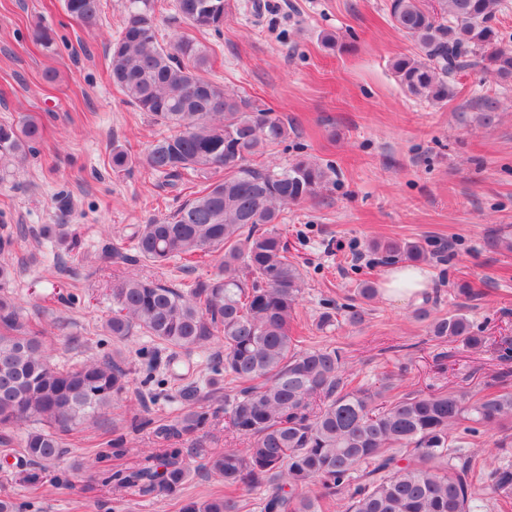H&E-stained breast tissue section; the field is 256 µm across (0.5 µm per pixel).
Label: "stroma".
<instances>
[{"label": "stroma", "mask_w": 512, "mask_h": 512, "mask_svg": "<svg viewBox=\"0 0 512 512\" xmlns=\"http://www.w3.org/2000/svg\"><path fill=\"white\" fill-rule=\"evenodd\" d=\"M125 2L103 0L100 25L87 29L69 22L61 0H0V122L31 118L42 128L37 154L0 183V225L25 236L0 253V264L14 270L5 292L23 315L42 317L53 361L119 354L131 379L120 408L78 434L56 466L19 465V446H0V498L22 503L23 512H180L224 492L223 480L204 467L207 456L244 445L224 422L231 386L211 370L224 351L220 339L171 366L148 337L118 340L104 329L113 279L156 276L186 286L217 268L97 259L105 241L124 243L133 225L173 212L201 182L190 175L170 185L141 167L112 171L113 143L140 157L157 132L109 76L107 48ZM232 2L218 35L196 31L168 5L156 11L155 25L161 43L179 33L206 45V79L256 96L287 121L292 133L267 164L283 166L302 153L335 168L317 197L285 208L279 226L304 276L298 314L308 345L342 347L364 385L389 381L401 393L478 390L512 372L501 349L502 339H512V84L470 72L447 103L407 96L391 62L416 48L391 22L387 0H261L258 16L251 0ZM39 25L55 32L53 48L36 41ZM326 32L336 47L323 44ZM490 89L502 108L485 126L471 102ZM71 238L78 241L72 250ZM384 240L432 252L441 313L466 314L488 336L486 347L432 340L417 305L379 296L362 302L361 284L380 283L388 268L370 247ZM56 263L63 273L48 276ZM75 274L81 286L70 304L61 296ZM463 283L471 288L465 296ZM330 303L362 307V322L320 327ZM190 388L197 405L214 413L212 426L194 442L155 437L153 422L174 423ZM134 417L140 430L109 467L132 466L157 448L181 449L190 474L177 496L117 491L92 468L113 424Z\"/></svg>", "instance_id": "stroma-1"}]
</instances>
